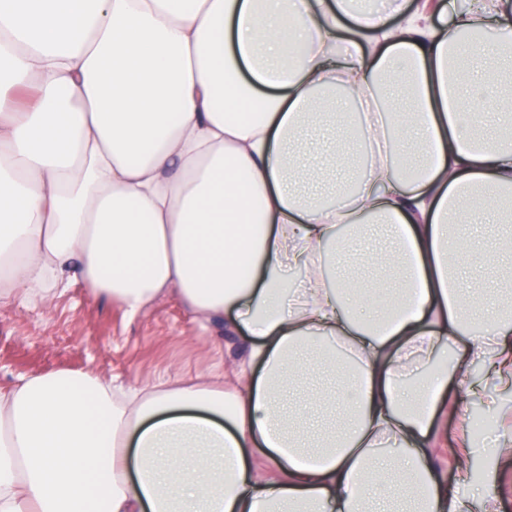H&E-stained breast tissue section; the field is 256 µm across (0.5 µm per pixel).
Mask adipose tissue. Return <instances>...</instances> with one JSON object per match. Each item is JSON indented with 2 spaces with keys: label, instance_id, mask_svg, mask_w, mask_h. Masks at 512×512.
I'll use <instances>...</instances> for the list:
<instances>
[{
  "label": "adipose tissue",
  "instance_id": "obj_1",
  "mask_svg": "<svg viewBox=\"0 0 512 512\" xmlns=\"http://www.w3.org/2000/svg\"><path fill=\"white\" fill-rule=\"evenodd\" d=\"M389 3L0 0V307L174 293L252 338L225 385L0 389V512H464L433 429L472 367L512 393L473 230L512 222V10Z\"/></svg>",
  "mask_w": 512,
  "mask_h": 512
}]
</instances>
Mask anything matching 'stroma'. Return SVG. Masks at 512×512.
I'll return each mask as SVG.
<instances>
[{
  "label": "stroma",
  "mask_w": 512,
  "mask_h": 512,
  "mask_svg": "<svg viewBox=\"0 0 512 512\" xmlns=\"http://www.w3.org/2000/svg\"><path fill=\"white\" fill-rule=\"evenodd\" d=\"M249 342L224 316L196 320L173 295L131 319L75 287L48 307L0 308V387L21 376L57 371L89 372L123 386L221 373L247 353ZM465 421V415L449 412L436 437L433 455L444 475L453 473ZM472 459L490 479L500 512H512V453L476 450Z\"/></svg>",
  "instance_id": "35a3bbf8"
}]
</instances>
